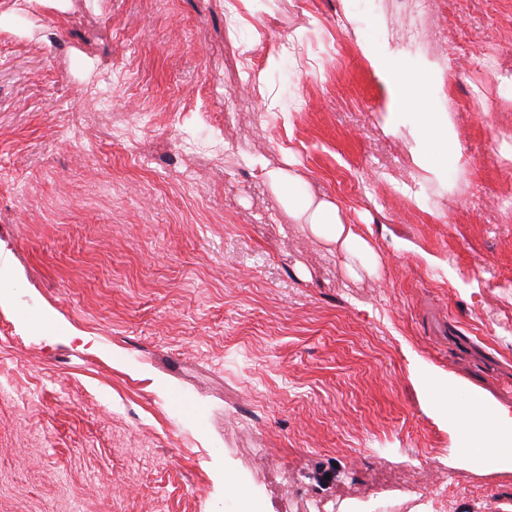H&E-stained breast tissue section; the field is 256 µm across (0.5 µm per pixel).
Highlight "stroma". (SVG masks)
<instances>
[{
	"label": "stroma",
	"mask_w": 512,
	"mask_h": 512,
	"mask_svg": "<svg viewBox=\"0 0 512 512\" xmlns=\"http://www.w3.org/2000/svg\"><path fill=\"white\" fill-rule=\"evenodd\" d=\"M74 3L0 20V512H512L431 390L512 408V0ZM386 50L434 77L441 175ZM448 129V116L442 112H419L417 122L413 125L412 131L416 135V139L430 140L441 136L443 138V148L440 157L445 154L453 153L459 156V150L456 144L450 143L448 146L445 142L446 130ZM271 186L278 188L280 200L288 205V211L309 230L324 239L343 253L350 261H356L361 267L373 270L378 266L379 258L367 239L358 230L356 224H346L343 209L336 200L318 199L312 193L297 191L305 180L298 173L288 170L267 172Z\"/></svg>",
	"instance_id": "35a3bbf8"
}]
</instances>
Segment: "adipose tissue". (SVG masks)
Wrapping results in <instances>:
<instances>
[{
    "instance_id": "ef3b65f1",
    "label": "adipose tissue",
    "mask_w": 512,
    "mask_h": 512,
    "mask_svg": "<svg viewBox=\"0 0 512 512\" xmlns=\"http://www.w3.org/2000/svg\"><path fill=\"white\" fill-rule=\"evenodd\" d=\"M376 69L389 74L394 83L397 106L423 102L434 80L430 74L408 75L394 68L388 54L377 53L372 57ZM267 180L278 188L280 200L289 212L309 230L327 243L335 245L349 260L372 270L379 263L377 253L356 225L345 223L340 203L320 199L303 191L304 179L295 172L269 171ZM477 426L472 427V446L469 456L492 462L504 469L512 470V409L499 407L487 411L484 403H477Z\"/></svg>"
}]
</instances>
